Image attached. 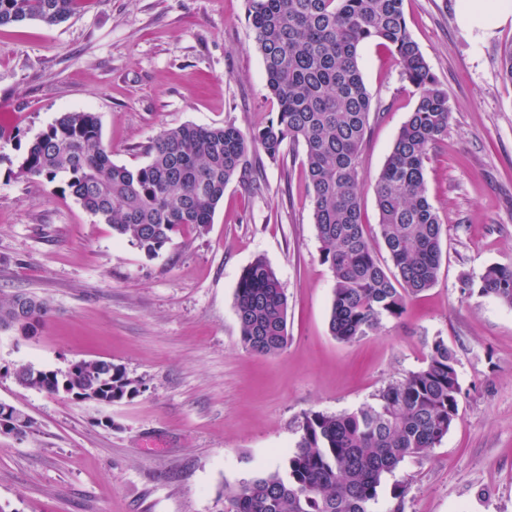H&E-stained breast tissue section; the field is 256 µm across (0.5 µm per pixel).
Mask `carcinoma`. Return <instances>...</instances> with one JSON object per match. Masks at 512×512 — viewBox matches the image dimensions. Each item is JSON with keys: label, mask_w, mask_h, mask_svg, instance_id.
I'll return each instance as SVG.
<instances>
[{"label": "carcinoma", "mask_w": 512, "mask_h": 512, "mask_svg": "<svg viewBox=\"0 0 512 512\" xmlns=\"http://www.w3.org/2000/svg\"><path fill=\"white\" fill-rule=\"evenodd\" d=\"M88 2L0 0V27L27 20L55 26ZM248 20L278 103L276 117L247 133L233 125L163 129L146 148L147 162L129 168L112 162L96 113L63 112L27 146L18 175L64 178L84 209L156 254L178 232L212 222L228 184L251 174L249 146L262 147L272 159L287 144L302 146L321 256L335 282L329 330L350 343L379 331L387 319L402 318L437 281L444 228L427 195L425 164L448 132V93L408 30L404 0H248ZM374 41L395 55L403 79L418 92L372 185L390 267L361 222L367 180L360 158L372 95L359 51ZM478 293L512 307V266L489 267ZM234 307L246 350L276 356L286 349L288 301L264 258L241 273ZM49 313L43 299L0 298V327L24 335L36 334ZM35 371L21 363L13 376L25 389L48 393L63 384L89 397L137 392L125 371L107 360H81L39 378ZM460 396L455 351L438 337L423 366L384 389L377 404L306 413L284 470L224 486L217 512H376L385 477L443 440L459 414Z\"/></svg>", "instance_id": "1"}]
</instances>
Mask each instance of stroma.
<instances>
[{"mask_svg":"<svg viewBox=\"0 0 512 512\" xmlns=\"http://www.w3.org/2000/svg\"><path fill=\"white\" fill-rule=\"evenodd\" d=\"M457 0H404L407 26L448 92L446 137L426 186L444 224L435 285L379 334L329 331L334 282L321 258L300 147H253L255 183L231 182L206 230L150 255L84 210L63 179L18 175L28 144L63 112L96 113L119 165L137 167L160 130H249L276 99L247 0H93L69 21L0 28V297L27 293L51 314L25 339L0 333V403L33 421L0 435V512H215L227 484L283 468L305 413L376 404L420 368L434 338L458 359L459 414L427 457L386 477L404 512H512V308L476 287L512 264V85L498 56L512 20L487 34L457 23ZM378 116L362 156L381 172L418 94L387 50L365 44ZM264 258L288 298V346L246 351L234 309L243 269ZM106 359L139 384L106 406L20 387L13 368L64 371Z\"/></svg>","mask_w":512,"mask_h":512,"instance_id":"obj_1","label":"stroma"}]
</instances>
